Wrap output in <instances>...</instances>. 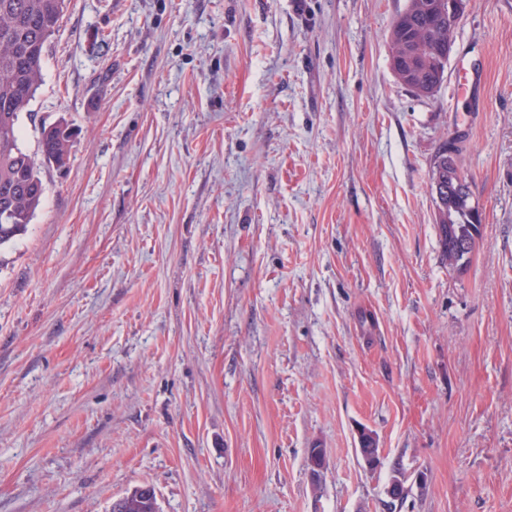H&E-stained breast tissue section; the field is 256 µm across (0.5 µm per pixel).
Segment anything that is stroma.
Instances as JSON below:
<instances>
[{"label": "stroma", "mask_w": 512, "mask_h": 512, "mask_svg": "<svg viewBox=\"0 0 512 512\" xmlns=\"http://www.w3.org/2000/svg\"><path fill=\"white\" fill-rule=\"evenodd\" d=\"M408 4L67 0L19 144L63 118L70 159L0 250V512H512V0H467L427 98ZM461 141L458 138H452L450 140H446L438 149L436 152L432 166H431V172H430V186H431V193L433 195V198L435 200V204L437 207L436 199L433 194V185H434V193L435 196L440 204H442L441 198L445 197L446 190L443 188L441 184H437L435 181H440L444 186L448 189V171L451 169L452 162L448 159V147H453L454 152L459 154L461 151V146L459 144ZM458 144V146H457ZM449 187H450L451 191H454V193H451L448 190V194H449V198H450V200H448V206H451L453 209H459V210H463V211L467 212L474 222L481 220L482 214L480 213V211L478 209H476L474 206L470 205L469 198H470L471 193H470V186H469L468 182H466V180H463V182H459L457 189H455V186L452 183H450ZM457 191L464 192L467 196H469V198L463 194L460 196H456L455 192H457ZM436 224L438 226L442 255L448 260V267L456 266L452 263L453 253L459 242L470 244V252L474 251L476 241L481 235L482 222L472 223L466 213H459L451 208L436 211ZM150 486H137L124 495V512H160V506L154 489L142 492V488Z\"/></svg>", "instance_id": "1"}]
</instances>
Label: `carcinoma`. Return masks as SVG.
I'll list each match as a JSON object with an SVG mask.
<instances>
[{
    "mask_svg": "<svg viewBox=\"0 0 512 512\" xmlns=\"http://www.w3.org/2000/svg\"><path fill=\"white\" fill-rule=\"evenodd\" d=\"M66 0H0V248L23 234L40 208L45 186L35 159L18 144L19 121L42 82L43 61L51 38L60 27ZM438 0H410L389 37L393 73L419 97L433 94L445 81L447 62L441 49L455 37L456 28ZM73 133L59 120L41 130V153L58 167L66 165ZM460 140L445 141L436 152L430 182L448 184L452 162L448 148L461 151ZM443 258L448 266L458 243L475 248L482 223L452 209L436 212ZM124 512H160L156 494L137 486L124 495Z\"/></svg>",
    "mask_w": 512,
    "mask_h": 512,
    "instance_id": "obj_1",
    "label": "carcinoma"
}]
</instances>
